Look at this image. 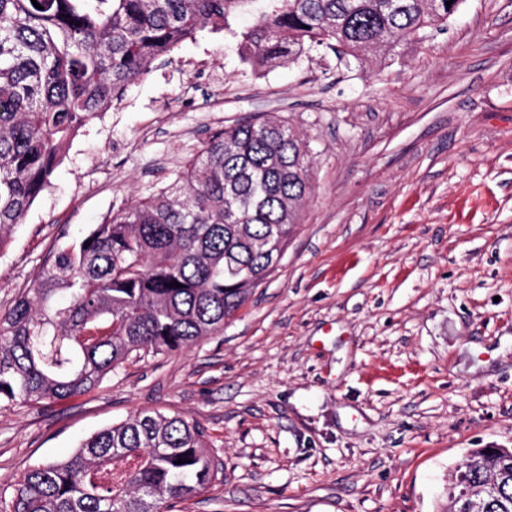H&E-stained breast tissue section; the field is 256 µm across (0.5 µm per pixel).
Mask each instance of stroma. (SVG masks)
<instances>
[{
    "mask_svg": "<svg viewBox=\"0 0 512 512\" xmlns=\"http://www.w3.org/2000/svg\"><path fill=\"white\" fill-rule=\"evenodd\" d=\"M251 22L184 41L80 130L0 248V316L57 248L257 118L312 159L278 267L223 335L1 404V486L142 409L196 420L224 462L182 512H441L468 449L512 448V0H462L363 64L254 65Z\"/></svg>",
    "mask_w": 512,
    "mask_h": 512,
    "instance_id": "stroma-1",
    "label": "stroma"
}]
</instances>
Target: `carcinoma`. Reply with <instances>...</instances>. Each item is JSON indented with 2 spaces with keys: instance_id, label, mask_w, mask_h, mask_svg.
Wrapping results in <instances>:
<instances>
[{
  "instance_id": "carcinoma-1",
  "label": "carcinoma",
  "mask_w": 512,
  "mask_h": 512,
  "mask_svg": "<svg viewBox=\"0 0 512 512\" xmlns=\"http://www.w3.org/2000/svg\"><path fill=\"white\" fill-rule=\"evenodd\" d=\"M461 2L0 0V247L78 132L199 32L228 31L250 10L256 23L233 35L251 62L290 58L307 40L358 60L424 37ZM310 168L285 122L229 126L158 194L58 250L0 317V403L81 395L134 353L223 334L282 259ZM467 461L477 510L512 512V453L473 448ZM220 474L198 422L140 411L69 458L30 466L11 493L0 488V512H176Z\"/></svg>"
}]
</instances>
